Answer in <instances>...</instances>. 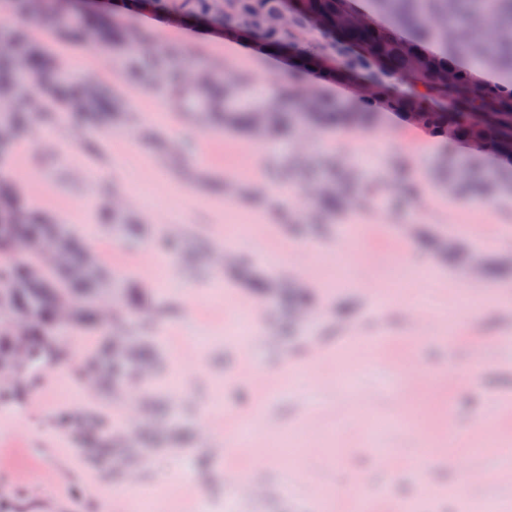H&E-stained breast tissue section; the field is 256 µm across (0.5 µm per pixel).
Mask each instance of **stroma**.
<instances>
[{
	"instance_id": "1",
	"label": "stroma",
	"mask_w": 512,
	"mask_h": 512,
	"mask_svg": "<svg viewBox=\"0 0 512 512\" xmlns=\"http://www.w3.org/2000/svg\"><path fill=\"white\" fill-rule=\"evenodd\" d=\"M113 0L88 10L118 16L148 43L150 63L173 52L250 80L260 98L294 83L331 108L351 103V84H321L313 73L271 66L243 53L218 30L199 31L177 18L114 14ZM0 28L26 33L73 76L93 77L129 107L103 133H81L55 114H32L29 130L0 149L21 207L71 224L99 264L120 275L143 306L125 304L117 318L151 351V383L124 381L133 417L110 386L85 388L89 355L112 334L98 326L73 337L57 361L59 380L39 387L41 368L23 393L0 392V502L13 512H129L119 488L127 474L155 489L153 512H350L355 494L375 512H473L487 500L512 506V181L497 156L480 164L489 191L450 192L466 170V145L382 110L368 123L308 133V148L355 163L370 178L356 215L326 223L297 216L299 196L253 197L259 177L282 178L272 145L255 147L244 132L201 123L192 107L167 106L163 95L121 80L126 62L109 49L67 39L49 16H24L0 0ZM181 138V159L170 156ZM89 170L93 184L74 178ZM168 197L148 205L143 185ZM129 198L113 213L115 197ZM235 226H228V219ZM240 251L239 266L216 269L213 256ZM303 289L313 317L297 323L287 298ZM434 314L414 332L411 308ZM210 333L199 345L185 335ZM253 364L259 380L244 379ZM402 417L386 436L392 461L381 465L370 443L371 418ZM98 421L103 436L133 428L141 453L104 459L75 432ZM250 423L265 442L306 437L294 454L267 451L264 491L236 502L233 475L253 460L212 449ZM430 453L420 477L414 462Z\"/></svg>"
}]
</instances>
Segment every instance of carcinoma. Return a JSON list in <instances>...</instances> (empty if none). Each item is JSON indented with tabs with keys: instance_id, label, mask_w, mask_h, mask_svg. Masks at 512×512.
Segmentation results:
<instances>
[{
	"instance_id": "cac0c4a2",
	"label": "carcinoma",
	"mask_w": 512,
	"mask_h": 512,
	"mask_svg": "<svg viewBox=\"0 0 512 512\" xmlns=\"http://www.w3.org/2000/svg\"><path fill=\"white\" fill-rule=\"evenodd\" d=\"M352 0H224V36L251 40L263 50L301 59L300 67L327 73L333 82L364 80L373 93L362 95V109L372 111L374 103H391L406 118L417 114L421 124L441 135L452 124L456 141L479 142L486 153L512 149V86L481 84L468 70L455 63L464 54L476 62L512 76V0H370L367 13L354 8ZM153 11L206 25L212 17V0H153ZM291 14L285 26L269 23L282 10ZM56 24L81 40L92 36L95 44L128 54L140 48V38L96 17L71 24L66 12H55ZM342 22L341 34L328 29ZM433 45L435 51L422 46ZM183 59L171 54L164 70H134L138 83L155 90L166 86L180 101L201 102V117L220 122L226 128L245 129L260 140L280 138L287 128L316 124L330 126L340 115L322 109L318 101L300 112L289 111L290 102L299 98L295 85L279 94L259 100L239 110L228 103L242 96L248 86L243 75L227 76L212 72L186 86L181 75ZM451 68L449 80L433 81L430 75ZM126 109L125 101L88 87L51 61L46 49L18 35L0 32V143L11 142L26 128V114L57 112L69 119L85 118L88 126H103L106 115ZM475 112H494L495 119L475 125ZM284 170L303 178L313 170L321 172L310 196L316 221L338 210L360 205L359 166L346 169L336 178V159L310 156L303 164L284 157ZM65 239L74 255L85 248L66 224H39L30 212L15 206L9 187H0V254L8 256L27 246L31 236ZM10 274L0 267V313L22 305L29 318L27 335L0 343V359L21 345L26 361L15 372L30 369L58 353L61 343L98 323L104 307L96 289L101 274H88L76 261L45 266L39 254L9 263ZM73 305L69 319L59 320L57 308ZM91 376L112 380L125 369L140 373L141 379L153 376L129 330H118L109 338L107 349L89 358ZM86 442L94 450L107 453L112 439L98 434L96 421L79 424Z\"/></svg>"
}]
</instances>
